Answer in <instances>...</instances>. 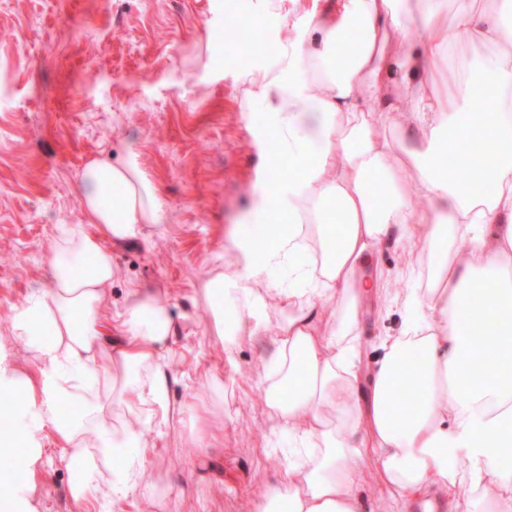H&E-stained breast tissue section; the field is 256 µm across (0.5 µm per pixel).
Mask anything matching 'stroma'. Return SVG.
Wrapping results in <instances>:
<instances>
[{
  "mask_svg": "<svg viewBox=\"0 0 512 512\" xmlns=\"http://www.w3.org/2000/svg\"><path fill=\"white\" fill-rule=\"evenodd\" d=\"M289 0H0V343L15 345L11 306L48 285L45 256L56 225L84 221V168L134 151L168 204L165 226L112 248L109 308L129 289L170 300L176 330L167 360L170 411L134 496L78 503L54 437L44 446L41 512H251L279 468L262 449L269 429L252 388L263 349L242 343L224 367L200 282L224 262L232 229L255 206L267 166L239 106L249 47L277 50L273 31L246 24L254 11L286 14ZM397 307L365 305L357 367L368 375L380 337L395 333ZM224 417V450L195 447L202 419Z\"/></svg>",
  "mask_w": 512,
  "mask_h": 512,
  "instance_id": "1",
  "label": "stroma"
}]
</instances>
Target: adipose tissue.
I'll use <instances>...</instances> for the list:
<instances>
[{"label": "adipose tissue", "instance_id": "adipose-tissue-1", "mask_svg": "<svg viewBox=\"0 0 512 512\" xmlns=\"http://www.w3.org/2000/svg\"><path fill=\"white\" fill-rule=\"evenodd\" d=\"M289 4L279 53L260 55L239 89L254 137L288 170L261 172L257 225L231 234L223 271L198 290L225 368L236 369L242 340L278 330L253 388L280 478L255 512H361L366 482L386 512H512V470L499 466L512 457V0L482 11L469 0H336L326 13L315 0ZM478 46L494 80L479 89L485 111L469 112L470 69L452 61ZM452 156L467 184L444 175ZM79 190L84 223L57 226L47 287L11 316L36 372L0 349L10 409L0 447L28 473L0 475V512H39L48 432L75 501L94 486L107 501L135 493L131 466L146 460L150 434L115 410L168 404V297L136 287L121 310L105 302L112 245L163 225L165 200L132 152L87 165ZM391 241L407 259L389 276L377 255ZM369 302L406 317L364 378L355 360ZM481 322L491 328L477 349ZM108 324L119 338L107 345ZM485 353L497 367L472 386ZM410 383L416 400L395 407Z\"/></svg>", "mask_w": 512, "mask_h": 512}]
</instances>
